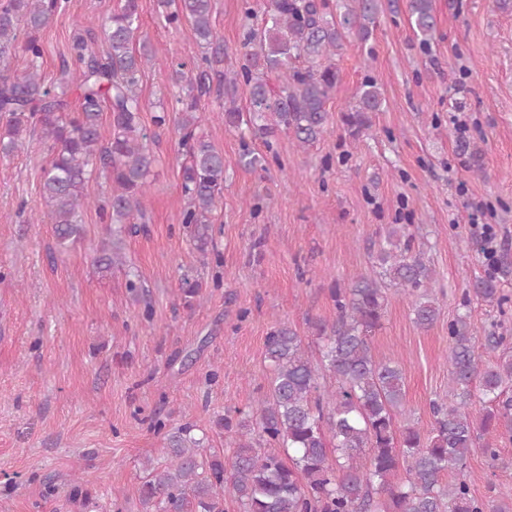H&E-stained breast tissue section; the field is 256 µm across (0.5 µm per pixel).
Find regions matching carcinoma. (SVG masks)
Returning a JSON list of instances; mask_svg holds the SVG:
<instances>
[{"instance_id":"cac0c4a2","label":"carcinoma","mask_w":512,"mask_h":512,"mask_svg":"<svg viewBox=\"0 0 512 512\" xmlns=\"http://www.w3.org/2000/svg\"><path fill=\"white\" fill-rule=\"evenodd\" d=\"M168 10L171 25L184 21L204 49L194 82L177 70L175 82L185 83L179 117L166 109L154 113L158 129L176 123L187 161L182 166V192L187 207L182 223L192 226L196 248L213 243L208 214L224 188V155L197 136L201 121L194 89L206 88L208 71L224 63V44L212 24V0H158ZM61 8V0H6L0 5V152L9 155L25 148L22 134L40 131L52 142L43 170L44 214L54 225L57 245L66 249L82 232L81 213L93 204L108 223L137 232L145 218L143 198L156 161L150 136L142 124L140 77L152 55L147 45L133 48L140 28L138 0H124L104 26L107 50L98 55L85 38L73 42L81 65L79 108L72 112L66 91L44 85L36 69L22 76L10 73L7 60L19 36L31 60L42 55L41 33ZM380 0H269L261 26L251 28L237 69L218 72L224 79V125L268 135L284 131L301 148L320 140L330 115L327 102L336 91L339 72L332 62L350 34L367 40L369 25L380 11ZM411 26L421 43H428L436 21L432 0H409ZM249 89L250 107L236 105L239 83ZM354 104L342 120L353 140L371 126L370 113L383 110L385 98L376 80L358 87ZM110 111L112 136L101 139L104 110ZM110 182V193L90 201L85 185L94 172ZM405 240H400V237ZM415 235L401 227L387 231L377 260L381 276L415 297L414 323L427 328L436 318L431 297L432 276L419 253ZM121 241L102 247L96 266L102 272L121 262ZM201 282L184 276L180 294L192 308L201 297ZM472 294L483 302L500 304L498 276L476 279ZM336 323L316 325L323 335L321 365H315L301 336L281 324L266 338L265 358L272 369L268 394L257 403V430L237 424L238 434L251 435L238 444L226 462L218 454L203 455L204 439L184 426L165 437L170 460L162 472L143 482L142 512H225L229 496L242 512H512V489L480 500L467 479L468 459L481 453L492 466H511L500 449L485 442L502 423L512 421V354L498 353L506 337L491 331L478 343L470 330V316L459 314L448 323V399L432 402L434 425L424 437L414 427L397 426L402 414L404 382L398 365L372 355L369 333L384 316L386 293L365 276L346 289L334 288ZM497 354L496 362L483 354ZM334 378L327 390L319 368ZM479 391L484 414L475 425L470 413ZM368 449L366 466L353 464L354 454ZM406 464L400 484L388 476Z\"/></svg>"}]
</instances>
